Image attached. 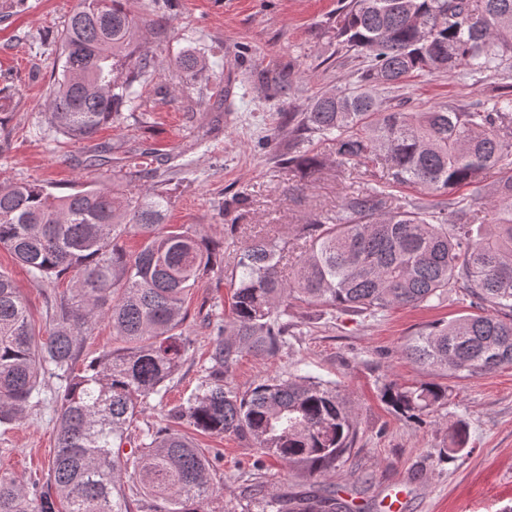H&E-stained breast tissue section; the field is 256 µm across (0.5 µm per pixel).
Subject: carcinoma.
Wrapping results in <instances>:
<instances>
[{
	"label": "carcinoma",
	"instance_id": "obj_1",
	"mask_svg": "<svg viewBox=\"0 0 512 512\" xmlns=\"http://www.w3.org/2000/svg\"><path fill=\"white\" fill-rule=\"evenodd\" d=\"M330 24L336 45L362 59L357 86L315 97L290 132L288 170L313 178L323 161L302 149L332 142L336 172L365 168L370 186L345 196L335 213H312L295 238L256 235L229 275V312L197 390L170 407L165 425L129 427L142 404L180 369L190 341L183 304L214 270L207 238L165 224L162 190L112 187L108 172L57 194L30 182H0V248L33 276L70 277L57 295L46 337L0 272V425L21 421L54 378L57 452L46 484L29 490L0 476V512H205L220 497L212 466L188 422L210 435L251 438L263 455L313 476L336 469L356 437V416L337 385L300 372L240 393L227 384L244 352L269 356L288 345V308L305 302L375 316L432 305L450 294L477 312L438 322L403 347L423 367L454 377L512 365V0H342ZM139 21L122 0H77L60 37L47 98L50 128L80 142L112 123L152 75ZM196 75L205 61L178 58ZM479 83L498 76L507 91L474 108L389 109L370 91L415 73ZM497 174L487 202L454 197L397 199L395 185L435 197ZM140 237L139 249L119 244ZM112 348L89 361L84 347L100 320ZM445 398L434 382L384 386L381 399L416 420Z\"/></svg>",
	"mask_w": 512,
	"mask_h": 512
}]
</instances>
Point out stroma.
<instances>
[{"label":"stroma","instance_id":"1","mask_svg":"<svg viewBox=\"0 0 512 512\" xmlns=\"http://www.w3.org/2000/svg\"><path fill=\"white\" fill-rule=\"evenodd\" d=\"M151 2L125 0V8L141 22L153 81L139 87L134 110L79 143L42 133L57 41L75 0L6 6L0 15V117L11 137L0 143V180L37 181L66 194L103 159L115 186L125 190L126 157L150 153L170 196L169 225L201 230L228 264L243 232L294 236L308 212H334L346 194L362 188V169L336 172L334 147L324 140L306 144L329 164L319 179L294 177L283 163L293 128L289 113L357 81L358 60L338 50L327 32L340 0H165L158 25L149 22ZM189 51L206 58L201 77H187L176 65ZM498 92L495 79L471 86L425 73L378 96L388 106L405 99L407 110L422 112L451 102L475 104ZM0 271L26 299L36 334H45L48 301L69 290V281L38 280L1 249ZM230 296L229 281L217 271L202 276L187 296L182 329L190 347L164 395L148 399L150 421L162 424L167 409L199 384L214 340L202 313L223 318ZM468 311L455 295L378 317L292 304L287 347L269 357L242 355L228 383L242 392L297 368L336 382L355 410L356 440L336 471L317 477L262 456L250 438L195 434L222 486L220 508L271 512V497L321 498L331 491L341 512H388L394 490L402 512H512V366L455 378L423 370L402 352L429 325ZM426 381L446 387L448 396L425 423L381 399L386 384ZM459 426L466 444L455 453L452 434ZM55 453L48 402L31 407L16 425L0 427V475L44 483Z\"/></svg>","mask_w":512,"mask_h":512}]
</instances>
